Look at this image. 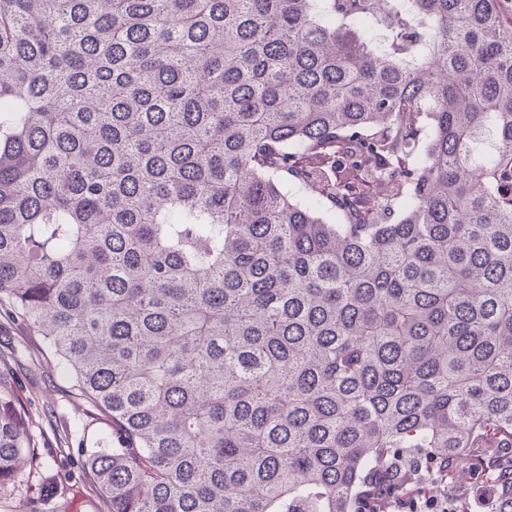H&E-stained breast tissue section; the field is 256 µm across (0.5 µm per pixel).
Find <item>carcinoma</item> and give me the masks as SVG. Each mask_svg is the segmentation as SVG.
<instances>
[{
    "instance_id": "carcinoma-1",
    "label": "carcinoma",
    "mask_w": 512,
    "mask_h": 512,
    "mask_svg": "<svg viewBox=\"0 0 512 512\" xmlns=\"http://www.w3.org/2000/svg\"><path fill=\"white\" fill-rule=\"evenodd\" d=\"M2 301L105 512H512V0H0ZM459 474L461 475L460 482L455 485L452 489L448 488V484L445 485L447 488L443 491V486L440 484H432L428 480L425 481L424 485L426 490H415L406 495L394 498V500L386 501L384 504H376L371 508L372 511L378 509H385L381 511L386 512H403L407 509L408 504L416 502V496H424V508L426 512H447L448 511V496L458 498L463 502L465 508L470 512H485L487 511V505L489 500L492 498V488L489 485L474 484V482L463 475L466 471V464L460 463L458 468ZM428 492V493H427ZM447 492L445 499H434L441 498L444 493ZM429 494V495H428Z\"/></svg>"
}]
</instances>
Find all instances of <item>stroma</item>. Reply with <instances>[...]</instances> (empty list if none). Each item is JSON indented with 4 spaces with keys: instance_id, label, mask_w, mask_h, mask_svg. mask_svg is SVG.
I'll return each mask as SVG.
<instances>
[{
    "instance_id": "35a3bbf8",
    "label": "stroma",
    "mask_w": 512,
    "mask_h": 512,
    "mask_svg": "<svg viewBox=\"0 0 512 512\" xmlns=\"http://www.w3.org/2000/svg\"><path fill=\"white\" fill-rule=\"evenodd\" d=\"M41 338L8 305H0V370L25 411L38 443L36 464L0 489V512H103L87 478L86 452L110 430L100 413L77 396L71 380L39 357ZM83 419V430H70Z\"/></svg>"
}]
</instances>
